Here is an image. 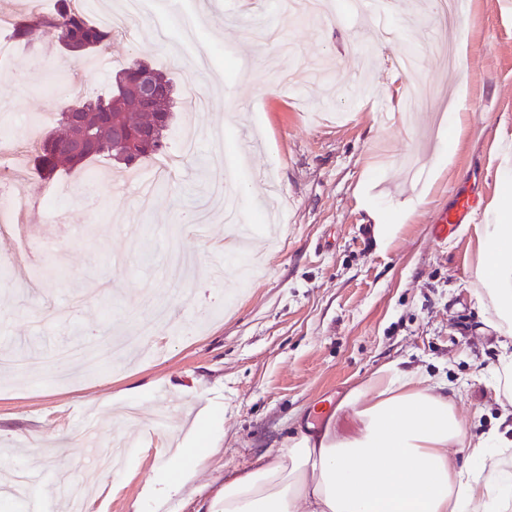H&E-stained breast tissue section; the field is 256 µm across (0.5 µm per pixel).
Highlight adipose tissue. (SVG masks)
Wrapping results in <instances>:
<instances>
[{"label":"adipose tissue","mask_w":512,"mask_h":512,"mask_svg":"<svg viewBox=\"0 0 512 512\" xmlns=\"http://www.w3.org/2000/svg\"><path fill=\"white\" fill-rule=\"evenodd\" d=\"M475 269L487 321L504 336L495 370L500 428L473 438L447 395L424 374L386 365L342 402L359 426L296 433L224 478L206 512H512V215L484 227Z\"/></svg>","instance_id":"ef3b65f1"}]
</instances>
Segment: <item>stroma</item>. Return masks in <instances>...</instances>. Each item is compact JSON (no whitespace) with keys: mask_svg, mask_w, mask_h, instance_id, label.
I'll list each match as a JSON object with an SVG mask.
<instances>
[{"mask_svg":"<svg viewBox=\"0 0 512 512\" xmlns=\"http://www.w3.org/2000/svg\"><path fill=\"white\" fill-rule=\"evenodd\" d=\"M396 2L388 41L352 0H321L313 18L277 0H148L98 72L49 48L0 59L9 131L57 130L51 84L93 97L136 61L173 81L171 150L192 91L209 100L192 115L202 139L152 202L102 160L29 180L0 220V355L34 347L44 361L0 370V481L37 462L0 512H61L58 472L94 474L86 512H140L150 487L161 512H197L317 413L353 433L341 401L393 361L442 383L473 436L496 428L501 336L472 273L481 225L512 210V0H468L450 27L436 0ZM264 25L276 42L255 39ZM408 41L421 60L405 74L392 60ZM421 83L434 101L403 104ZM464 187L476 221L437 242ZM186 210L206 231L181 223ZM375 212L398 227L388 244ZM182 448L199 449L197 474L172 483L164 463Z\"/></svg>","mask_w":512,"mask_h":512,"instance_id":"35a3bbf8","label":"stroma"}]
</instances>
